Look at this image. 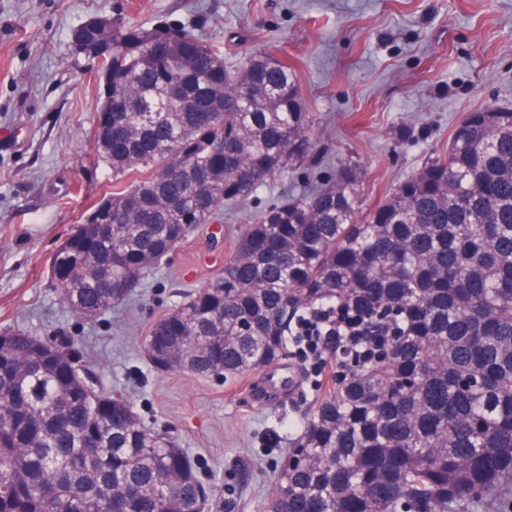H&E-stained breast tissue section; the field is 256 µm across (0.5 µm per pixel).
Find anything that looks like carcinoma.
<instances>
[{
	"label": "carcinoma",
	"mask_w": 512,
	"mask_h": 512,
	"mask_svg": "<svg viewBox=\"0 0 512 512\" xmlns=\"http://www.w3.org/2000/svg\"><path fill=\"white\" fill-rule=\"evenodd\" d=\"M97 64L95 158L112 190L51 260L62 302L94 320L224 204L313 151L296 71L181 27L124 17L71 30ZM360 170L289 196L244 227L224 272L142 339L159 372L232 381L307 360L330 382L304 413L266 512H512V106L471 112L448 148L363 208ZM175 438L143 427L66 339L0 328V512H205Z\"/></svg>",
	"instance_id": "obj_1"
}]
</instances>
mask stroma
Returning a JSON list of instances; mask_svg holds the SVG:
<instances>
[{
    "mask_svg": "<svg viewBox=\"0 0 512 512\" xmlns=\"http://www.w3.org/2000/svg\"><path fill=\"white\" fill-rule=\"evenodd\" d=\"M117 14L149 28L184 25L219 46L233 70L256 52L288 62L316 118V149L255 201L225 207L127 303L84 321L61 301L49 258L111 190L112 170L94 159L100 88L76 68L70 33ZM509 104L512 0H0V131L18 136L0 145V328L73 338L145 427L171 429L219 512H264L275 467L327 382L329 361L309 356L310 381L259 396L254 373L224 383L158 372L142 338L222 271L244 225L278 198L350 162L366 206H375L447 148L467 112Z\"/></svg>",
    "mask_w": 512,
    "mask_h": 512,
    "instance_id": "35a3bbf8",
    "label": "stroma"
}]
</instances>
